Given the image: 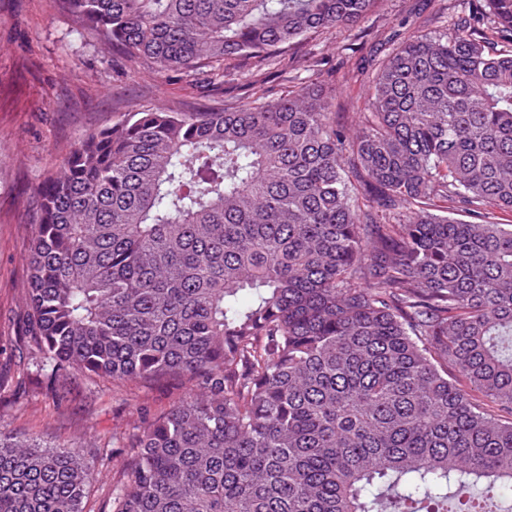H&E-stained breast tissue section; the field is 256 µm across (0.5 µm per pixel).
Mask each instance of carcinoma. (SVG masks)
Segmentation results:
<instances>
[{
	"mask_svg": "<svg viewBox=\"0 0 512 512\" xmlns=\"http://www.w3.org/2000/svg\"><path fill=\"white\" fill-rule=\"evenodd\" d=\"M135 71L224 80L378 0H60ZM414 33L353 119L331 82L147 107L39 187L24 339L72 373L183 393L112 512H512V0ZM461 209L471 220L461 221ZM453 364L477 398L448 376ZM81 449L0 429V512H83Z\"/></svg>",
	"mask_w": 512,
	"mask_h": 512,
	"instance_id": "cac0c4a2",
	"label": "carcinoma"
}]
</instances>
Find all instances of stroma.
Masks as SVG:
<instances>
[{
  "label": "stroma",
  "instance_id": "stroma-1",
  "mask_svg": "<svg viewBox=\"0 0 512 512\" xmlns=\"http://www.w3.org/2000/svg\"><path fill=\"white\" fill-rule=\"evenodd\" d=\"M477 0H380L356 26L317 33L290 46L303 60L343 65L349 77L336 82L334 109L363 104L371 61L393 29L411 34L424 26L431 36L445 20L472 12ZM73 18L56 0H0V375L10 378L24 347L27 321L24 283L30 221L38 188L56 158L88 133L118 122L144 106L186 109L220 103L225 90L245 102L242 86L260 78L252 64L229 60L223 85L204 87L177 75L133 72L122 54L91 35L74 32ZM176 393L166 384H92L74 376L55 391L38 371L0 390V428L61 450L96 451L100 476L89 488L84 512H103L131 451L112 443L168 409Z\"/></svg>",
  "mask_w": 512,
  "mask_h": 512
}]
</instances>
